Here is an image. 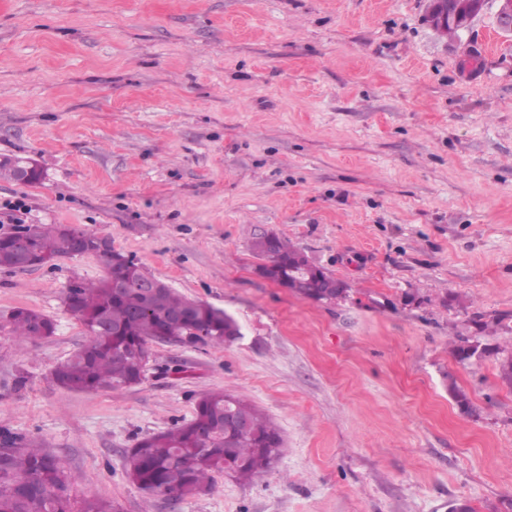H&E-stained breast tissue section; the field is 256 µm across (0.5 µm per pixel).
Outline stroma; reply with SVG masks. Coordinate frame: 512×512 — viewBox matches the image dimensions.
<instances>
[{"mask_svg": "<svg viewBox=\"0 0 512 512\" xmlns=\"http://www.w3.org/2000/svg\"><path fill=\"white\" fill-rule=\"evenodd\" d=\"M428 0H0V236L65 224L179 294L223 309L221 347L155 341L141 383L66 391L54 367L89 335L63 303L102 259L0 269V434L67 461L68 493L119 512H512V33L486 6L460 40ZM477 51L478 68L463 67ZM24 203L15 212V203ZM265 231L349 287L318 303L260 277ZM493 316L481 330L474 312ZM24 385H15L17 375ZM479 414L460 413L449 384ZM246 397L277 427L273 467L243 483L147 495L125 472L142 438L199 398ZM8 328L18 346L24 347L37 339H44L54 334L55 321L33 309L19 307L0 321V329ZM472 343V339L467 336H459L457 338V341L454 343L452 348V354L455 359H459L461 361H464L467 359V350L468 345ZM485 348V350H484ZM485 352V356L495 354L499 355L504 352L499 346L497 345H485L473 343L468 350V354L471 356V359H480L483 356V353ZM484 356V357H485Z\"/></svg>", "mask_w": 512, "mask_h": 512, "instance_id": "obj_1", "label": "stroma"}]
</instances>
